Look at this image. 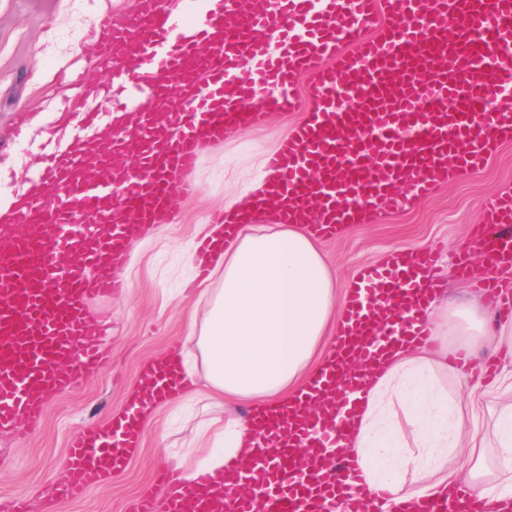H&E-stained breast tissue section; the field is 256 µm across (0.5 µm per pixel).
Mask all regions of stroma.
<instances>
[{
	"instance_id": "obj_1",
	"label": "stroma",
	"mask_w": 512,
	"mask_h": 512,
	"mask_svg": "<svg viewBox=\"0 0 512 512\" xmlns=\"http://www.w3.org/2000/svg\"><path fill=\"white\" fill-rule=\"evenodd\" d=\"M130 0H0V168L9 171L12 186L27 181L44 153L52 148L43 134L51 130L55 110L67 106L70 88L65 77L96 60L85 47L96 34L94 23L121 20ZM300 113H274L257 127L201 149L193 174L194 196L177 198L178 217L163 233L140 237L125 258L124 293L97 297L89 316L106 331L102 346L111 362L80 379L46 405L40 428L31 434L0 436V498L26 497L29 512H126L128 503L149 488L156 468L165 466L170 451L187 447L199 424L213 415L208 400L179 401L156 409L148 420L142 446L125 469L106 484L92 486L83 497L45 507L43 490L61 479L68 443L79 431L109 422L125 408L130 386L141 369L165 354L171 345L187 348L186 313L205 309L206 297L184 288L195 277L193 246L200 225L223 216L229 202L247 199L265 175L264 160L300 120ZM512 188V144L502 145L486 168L441 186L433 196L399 215H382L369 224H353L320 249L336 274V288L345 291L356 269L381 261L389 251H417L434 243L444 246L438 264L447 296L465 303L479 293L455 274L457 255L469 246L472 224L495 193ZM491 324L507 327L506 336L479 339L476 364L458 375L435 370L436 381L456 406L463 435L483 437V462L498 466L496 421L512 405V393H501L497 381L512 375V317L490 314ZM499 360L497 380H486L477 363Z\"/></svg>"
}]
</instances>
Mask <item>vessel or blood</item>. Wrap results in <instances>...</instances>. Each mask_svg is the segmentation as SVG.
I'll list each match as a JSON object with an SVG mask.
<instances>
[{
    "mask_svg": "<svg viewBox=\"0 0 512 512\" xmlns=\"http://www.w3.org/2000/svg\"><path fill=\"white\" fill-rule=\"evenodd\" d=\"M100 47L110 80L79 74L70 87L102 109L79 112L76 149L31 174L39 190L21 203L23 223L0 224V433L35 429L52 397L105 363L88 302L125 289L128 251L147 226L174 221L175 195L194 193L203 145L274 111L301 115L253 208L225 215L223 237L198 242L202 267L262 217L328 237L404 212L512 141V0H219L215 10L139 0L123 21L102 23ZM116 88L120 109L138 119L134 133L112 127ZM91 152L122 173L120 193L85 178ZM471 250L483 273L464 257L458 275L498 302L495 273L512 268L511 189L484 208ZM436 261L432 248L395 250L359 268L330 355L287 405L253 408L254 453L220 479L176 484L158 470L164 504L146 491L127 512H382V492L342 450L364 407L366 368L430 338ZM174 358L145 371L140 402L72 439L55 496L80 497L125 469L142 441L141 403L180 386ZM393 512L497 510L461 485L445 507L402 502Z\"/></svg>",
    "mask_w": 512,
    "mask_h": 512,
    "instance_id": "1",
    "label": "vessel or blood"
}]
</instances>
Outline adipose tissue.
Returning a JSON list of instances; mask_svg holds the SVG:
<instances>
[{
    "mask_svg": "<svg viewBox=\"0 0 512 512\" xmlns=\"http://www.w3.org/2000/svg\"><path fill=\"white\" fill-rule=\"evenodd\" d=\"M199 292L209 302L203 315L188 316L196 351L182 361L190 377L183 395H206L217 412L198 427L188 449L174 454L177 478L185 482L221 472L245 453L247 423L224 413L225 401L280 402L315 364L336 321L334 276L313 236L297 224L246 225L216 258ZM434 365L417 346L390 355L369 380L348 455L373 487L394 500H437L459 483L491 501L512 500L511 490L482 482L483 441L476 434L462 441L455 407L437 384ZM395 396L406 401L412 434L426 455H401L403 437L388 424ZM464 444L469 453L449 464V450ZM408 470L417 471L419 480L407 482Z\"/></svg>",
    "mask_w": 512,
    "mask_h": 512,
    "instance_id": "1",
    "label": "adipose tissue"
}]
</instances>
